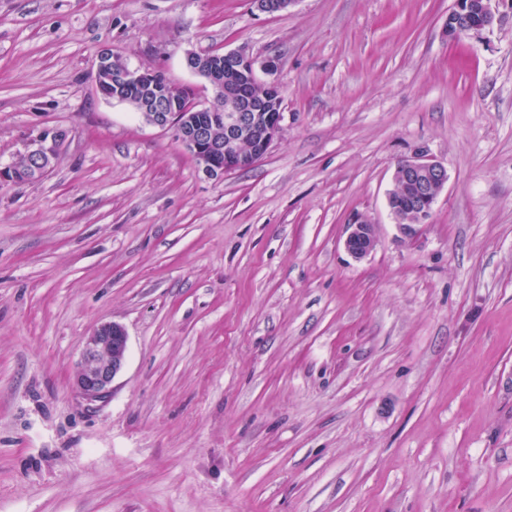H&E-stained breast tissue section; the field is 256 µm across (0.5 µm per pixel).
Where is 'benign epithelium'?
I'll return each mask as SVG.
<instances>
[{
	"mask_svg": "<svg viewBox=\"0 0 512 512\" xmlns=\"http://www.w3.org/2000/svg\"><path fill=\"white\" fill-rule=\"evenodd\" d=\"M297 0H253L255 8L276 16L294 6ZM491 0H453L444 34L456 40L491 27L495 14ZM256 61L242 50L186 53L185 65L213 90L207 105L195 101L194 89L150 87L145 96L131 98L124 89L132 82H144L148 73L131 66L124 58L102 52L95 63V87L104 98L132 107L152 126L170 129L183 150L211 177L245 169L261 159L279 135L283 120V92L274 81L257 78ZM249 83L253 93L244 97L239 88ZM209 113L203 121L199 113ZM53 149L37 145L24 158L23 174L36 181L52 166ZM448 183V170L439 161L417 154L401 161L393 176L388 196L403 189L411 196L402 208H390L396 226L406 237L426 223L440 194ZM377 245L375 225L358 220L349 225L344 241L346 251L356 259L368 256ZM128 336L114 322L99 325L86 337L81 365L74 378L77 391L89 401L105 398L114 378L125 366Z\"/></svg>",
	"mask_w": 512,
	"mask_h": 512,
	"instance_id": "1",
	"label": "benign epithelium"
}]
</instances>
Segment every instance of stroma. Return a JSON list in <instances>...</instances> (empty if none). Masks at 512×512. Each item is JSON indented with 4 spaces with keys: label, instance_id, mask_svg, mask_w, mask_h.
Listing matches in <instances>:
<instances>
[{
    "label": "stroma",
    "instance_id": "1",
    "mask_svg": "<svg viewBox=\"0 0 512 512\" xmlns=\"http://www.w3.org/2000/svg\"><path fill=\"white\" fill-rule=\"evenodd\" d=\"M452 4L0 0V169L55 153L0 183V512H512V0L458 41ZM107 48L203 102L187 51L274 59L277 139L206 176L97 93ZM418 153L448 185L405 237ZM53 158L52 148L40 144L30 149L24 158V169H21L27 179L20 177L15 184L31 183L29 180L36 181L44 177L51 169ZM447 183L448 170L445 165L426 155L416 154L397 165L393 176V188L388 193V206L401 234L406 237L413 236L418 226L426 224ZM399 189L405 190L411 196L409 204L402 209L390 205L393 193ZM405 203L404 193L394 194V207H401ZM377 245L375 225L367 220H357L349 224V232L344 241L346 251L355 259L368 256ZM128 336L125 329L114 322L99 325L86 337L81 365L74 378L77 391L89 401L105 398L114 378L125 366Z\"/></svg>",
    "mask_w": 512,
    "mask_h": 512
}]
</instances>
